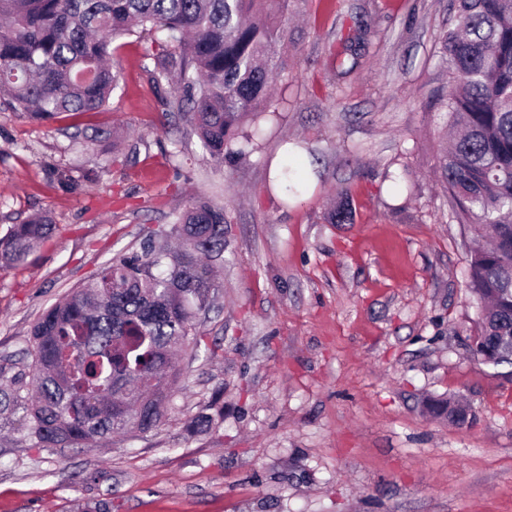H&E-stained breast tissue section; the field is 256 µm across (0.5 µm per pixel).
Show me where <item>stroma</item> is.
I'll list each match as a JSON object with an SVG mask.
<instances>
[{"instance_id":"obj_1","label":"stroma","mask_w":512,"mask_h":512,"mask_svg":"<svg viewBox=\"0 0 512 512\" xmlns=\"http://www.w3.org/2000/svg\"><path fill=\"white\" fill-rule=\"evenodd\" d=\"M454 4L293 0L284 109L247 124L259 150L232 167L187 125L169 130L146 34L121 39L104 111L40 125L0 106V237L40 211L57 226L0 267L2 387L26 369L43 309L169 231L172 212L204 200L228 219L223 286L161 421L107 447L34 448L18 415H0V512L101 498L112 512H512V366L470 349L469 233L436 173L438 36ZM110 126L134 153L73 147L76 128ZM285 161L308 176L288 204L272 183ZM342 192L351 221L328 223ZM429 397L464 398L476 419L433 416Z\"/></svg>"}]
</instances>
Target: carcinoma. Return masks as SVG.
I'll return each mask as SVG.
<instances>
[{
    "instance_id": "cac0c4a2",
    "label": "carcinoma",
    "mask_w": 512,
    "mask_h": 512,
    "mask_svg": "<svg viewBox=\"0 0 512 512\" xmlns=\"http://www.w3.org/2000/svg\"><path fill=\"white\" fill-rule=\"evenodd\" d=\"M290 0H0V97L38 123L105 109L118 80L114 42L159 36L151 73L166 111L186 119L216 164L232 166L257 149L242 127L282 110L273 85L287 65ZM448 83L438 111L449 137L437 170L471 246L466 288L480 301L478 335L512 336V0H457L440 35ZM82 140L126 136L98 129ZM280 181L296 198L290 167ZM352 214L340 197L328 214ZM224 209L199 201L173 213L171 250L145 239L45 309L28 350L30 379L0 387V411L22 414L35 448H68L146 433L162 416L178 372L172 352L198 343V312L220 288L213 261L224 252ZM46 214L0 239V266L21 265L55 231ZM456 423L475 418L451 399L426 402Z\"/></svg>"
}]
</instances>
